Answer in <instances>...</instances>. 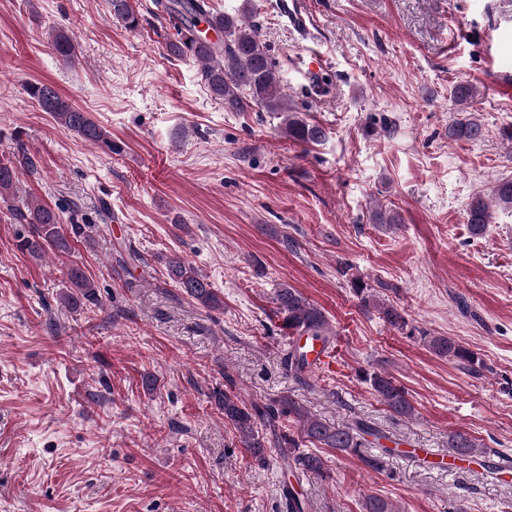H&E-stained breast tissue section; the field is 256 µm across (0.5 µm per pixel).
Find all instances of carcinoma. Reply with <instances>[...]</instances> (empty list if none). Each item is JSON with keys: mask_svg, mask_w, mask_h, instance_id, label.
<instances>
[{"mask_svg": "<svg viewBox=\"0 0 512 512\" xmlns=\"http://www.w3.org/2000/svg\"><path fill=\"white\" fill-rule=\"evenodd\" d=\"M156 5L178 21L176 37L165 42L167 54L180 60H194L201 66L204 85L215 100L224 104L226 112H251L255 109L278 112L284 115L288 137L299 143H317L324 137L323 129L297 115L284 93L279 73L269 55L267 45L260 39L257 26L250 21L248 12L236 15L216 11L210 0H156ZM114 19L129 30L140 26L142 15L135 0H108ZM217 34L209 41L198 29L200 23ZM50 49L62 61L77 58V45L60 29L49 35ZM29 95L41 109L50 113L61 127L75 133L82 140L112 150V138L96 124L88 113L64 99L55 88L42 82L27 87ZM478 89L471 83L459 82L450 93V100L458 112L471 108ZM483 129L478 120L462 118L448 127V137L453 140L475 141L482 137ZM35 166L33 159L22 154L15 164L0 161V199L16 187L20 168ZM512 208V178L497 181L491 198H475L468 208L471 233L480 236L492 218V207ZM15 219L30 227L28 235L19 239L18 248L33 258L41 259L47 252L67 254L71 247L62 227L63 218L50 206L32 200L24 208L10 207ZM169 275L184 292L206 308L218 306L219 299L208 278L180 258L169 261ZM70 289L64 296L67 307L77 309L85 304H98L96 285L78 266L68 268ZM353 292L364 309L377 310L382 319L398 331L404 330L408 321L394 305L377 295V291L361 282L353 284ZM278 313L283 315L282 328L291 336H305L311 340L327 342L333 334L325 313L310 302L300 291L284 286L277 290ZM426 346L437 356L471 370L477 363L476 354L449 336H425ZM307 351L301 344L288 349L284 366L288 372L300 377L304 373ZM362 380L368 383L381 403L396 418L411 419L416 408L404 387L396 384L385 372H366ZM215 402L224 410V420L235 429L239 441L247 448L252 461L262 466L267 462L265 431L275 436L283 449V469L286 479L283 495L288 512H306L307 502L300 486L293 479L301 473L323 474V459L302 449V443H318L325 448L355 456L368 472L381 474L389 470L390 455L385 451L370 453L372 442L388 438L377 427L358 420L350 425H331L312 415L297 400L283 397L267 404L246 405L230 388L214 392ZM288 418L298 423L297 434L276 431V423ZM448 448L459 458H487L492 449L465 431L448 434ZM363 512H401L393 503L371 495L362 503Z\"/></svg>", "mask_w": 512, "mask_h": 512, "instance_id": "obj_1", "label": "carcinoma"}]
</instances>
